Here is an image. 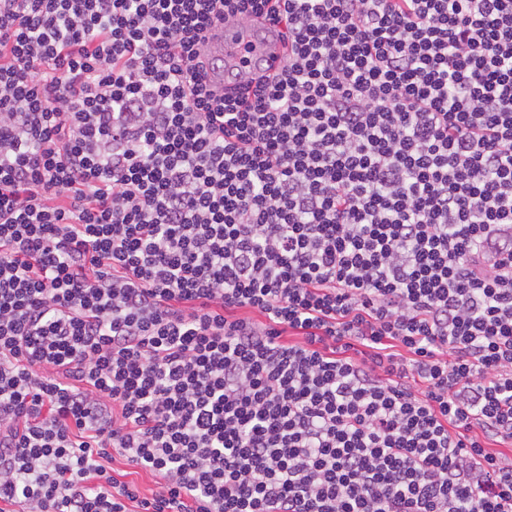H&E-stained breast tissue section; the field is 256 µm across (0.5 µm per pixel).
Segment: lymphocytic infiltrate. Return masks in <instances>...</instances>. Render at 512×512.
Segmentation results:
<instances>
[{"instance_id":"lymphocytic-infiltrate-1","label":"lymphocytic infiltrate","mask_w":512,"mask_h":512,"mask_svg":"<svg viewBox=\"0 0 512 512\" xmlns=\"http://www.w3.org/2000/svg\"><path fill=\"white\" fill-rule=\"evenodd\" d=\"M508 443L512 0H0V512H512ZM251 40L254 46L253 57L256 66L263 64H277L282 54L279 43L275 41L270 33L254 35L249 37L236 28H219L218 35L214 38L208 49L218 54L224 55V58L235 67L240 56V51L244 44Z\"/></svg>"}]
</instances>
